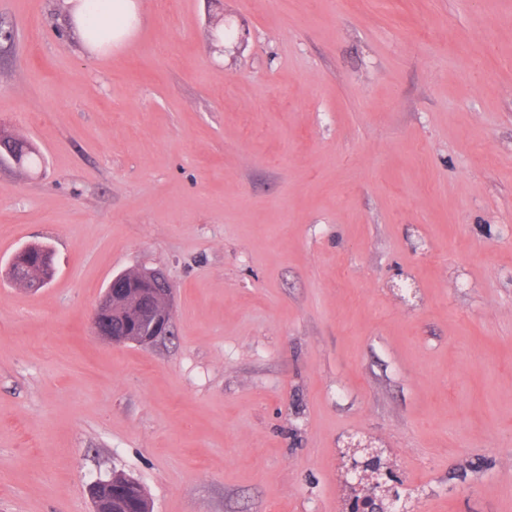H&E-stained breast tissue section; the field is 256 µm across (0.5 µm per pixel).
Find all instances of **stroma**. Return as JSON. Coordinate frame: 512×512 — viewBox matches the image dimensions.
Segmentation results:
<instances>
[{
	"label": "stroma",
	"mask_w": 512,
	"mask_h": 512,
	"mask_svg": "<svg viewBox=\"0 0 512 512\" xmlns=\"http://www.w3.org/2000/svg\"><path fill=\"white\" fill-rule=\"evenodd\" d=\"M139 3L94 56L0 0V133L41 155L0 167V512L115 471L153 512H346L351 441L405 512H512V0ZM141 268L172 336L92 335Z\"/></svg>",
	"instance_id": "1"
}]
</instances>
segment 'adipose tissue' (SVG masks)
<instances>
[{
    "label": "adipose tissue",
    "mask_w": 512,
    "mask_h": 512,
    "mask_svg": "<svg viewBox=\"0 0 512 512\" xmlns=\"http://www.w3.org/2000/svg\"><path fill=\"white\" fill-rule=\"evenodd\" d=\"M74 25L92 54L106 55L125 48L136 34L138 0H68Z\"/></svg>",
    "instance_id": "obj_1"
}]
</instances>
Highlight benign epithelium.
<instances>
[{"label": "benign epithelium", "mask_w": 512, "mask_h": 512, "mask_svg": "<svg viewBox=\"0 0 512 512\" xmlns=\"http://www.w3.org/2000/svg\"><path fill=\"white\" fill-rule=\"evenodd\" d=\"M172 288L165 275L158 269H141L133 275L114 277L105 290L91 317L93 332L115 344L127 342L142 346H153L170 335L172 330ZM128 307L130 323L146 328L144 332L133 331L126 336L112 335L110 317L116 298ZM347 470L364 476L374 469L365 484H358L348 501L347 512H385L384 501L393 505L400 500L399 482L394 480L382 451L369 444L356 442L345 449ZM113 481L98 480L90 484L89 494L93 512H112ZM121 493L126 496L134 512H148L145 496L133 481L123 483Z\"/></svg>", "instance_id": "1"}]
</instances>
